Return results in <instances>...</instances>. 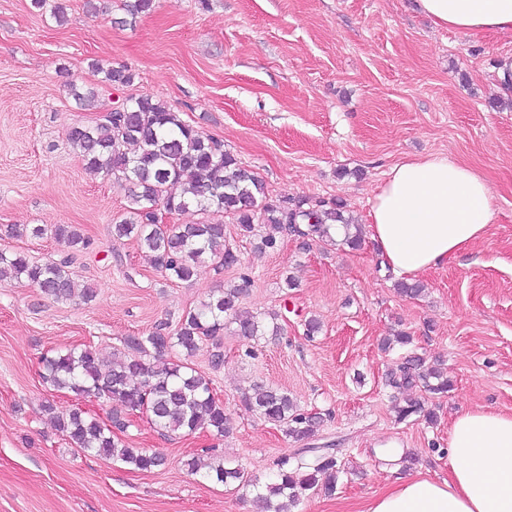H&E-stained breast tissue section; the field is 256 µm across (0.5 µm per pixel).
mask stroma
Instances as JSON below:
<instances>
[{"instance_id":"stroma-1","label":"stroma","mask_w":512,"mask_h":512,"mask_svg":"<svg viewBox=\"0 0 512 512\" xmlns=\"http://www.w3.org/2000/svg\"><path fill=\"white\" fill-rule=\"evenodd\" d=\"M48 2L0 0V251L67 260L96 296L62 302L0 280V512H261L248 489L191 475L187 460L206 448L262 483L282 456L331 449L343 470L334 494L306 492L291 512H364L396 477L446 479L452 419L512 412V96L498 77L512 35L436 26L415 0H155L135 18L123 0H108L105 15L86 0ZM58 4L61 24L50 12ZM109 67L132 82L108 84ZM73 84L96 90L97 109H80ZM141 95L223 143L273 198L339 199L365 225L393 165L442 154L487 180L495 220L448 266L417 275L416 298L398 294L372 239L352 251L284 232L259 253L261 224L251 237L225 224L238 264L167 279L134 240L112 236L127 215V182L86 168L68 141L73 126ZM56 224L78 225L89 247L28 231ZM243 273L251 285L241 308L279 314L283 332L251 341L228 328L221 367L209 362L210 343L194 356L224 403L223 440L163 433L132 415L122 441L168 459L141 472L57 430L45 403L102 421L120 405L56 390L42 378L43 355L89 345L111 363L125 337L147 335ZM312 318L320 330L310 337ZM399 330L426 364L447 370V393L427 400L436 423L396 417L386 376L407 350L380 344ZM255 384L287 390L320 425L301 441L286 436L242 405Z\"/></svg>"}]
</instances>
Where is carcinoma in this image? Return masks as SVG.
<instances>
[{"label": "carcinoma", "mask_w": 512, "mask_h": 512, "mask_svg": "<svg viewBox=\"0 0 512 512\" xmlns=\"http://www.w3.org/2000/svg\"><path fill=\"white\" fill-rule=\"evenodd\" d=\"M68 140L89 169L132 184L130 217L112 225V236L136 238L151 264L168 277L187 281L207 259L215 263L216 271L238 264V256L224 239V217L230 218L243 236L250 235L256 223L269 226L272 233L261 237L256 246L259 251L275 248L278 232L291 230L302 238L323 239L331 237L330 230L338 225L344 229L343 244L352 250L361 247L362 229L344 215L340 201L304 199L289 207L271 199L264 182L225 151L224 144L195 130L179 113L150 95L128 100L91 125L72 127ZM160 207L169 214L193 208L218 219L165 224L157 217ZM30 233L38 238L50 233L77 250L89 245L72 224L50 229L36 225ZM66 266L65 260L38 264L24 253L0 251V278L24 279L57 301H91L94 289L77 287ZM250 284L249 275L243 274L240 283L182 313L175 329H170L166 319L145 336L124 338L127 354L108 368L102 367L89 345L45 356L44 379L59 390L106 403L118 401L130 414H146L152 426L168 434L189 435L206 429L222 438L228 432L224 403L215 397L211 380L193 367L191 358L209 340L213 346L211 365L220 367L224 351L219 337L229 324L235 325L237 335L250 340L268 331L278 335V324L269 327L264 319L239 309L240 297ZM173 352L182 358H167ZM388 383L401 395L414 388L438 395L449 387L447 375L437 367H424L418 356L405 357V362L389 373ZM241 402L294 439L309 436L318 423V417L302 411L288 392L278 387L258 386L252 393H243ZM45 411L52 414L57 429L85 453L105 461L119 460L137 471L166 465L164 454L130 448L119 441L117 433L125 432L128 421L118 414L111 416L108 425L79 408L64 413L48 404ZM397 414L401 420L416 415L431 424L436 421L433 410L407 397L397 407ZM212 452L208 448V457L188 460V470L225 486L244 483L253 487L264 512H290V506L309 490L329 496L335 492L340 474V465L332 456L285 457L260 486L240 468L225 466Z\"/></svg>", "instance_id": "cac0c4a2"}]
</instances>
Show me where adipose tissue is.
<instances>
[{
	"label": "adipose tissue",
	"mask_w": 512,
	"mask_h": 512,
	"mask_svg": "<svg viewBox=\"0 0 512 512\" xmlns=\"http://www.w3.org/2000/svg\"><path fill=\"white\" fill-rule=\"evenodd\" d=\"M439 26L512 33V0H416ZM371 238L400 275L448 264L495 217L488 182L442 155L393 166L373 196ZM449 476L397 478L366 512H512V413L475 409L448 431Z\"/></svg>",
	"instance_id": "1"
}]
</instances>
